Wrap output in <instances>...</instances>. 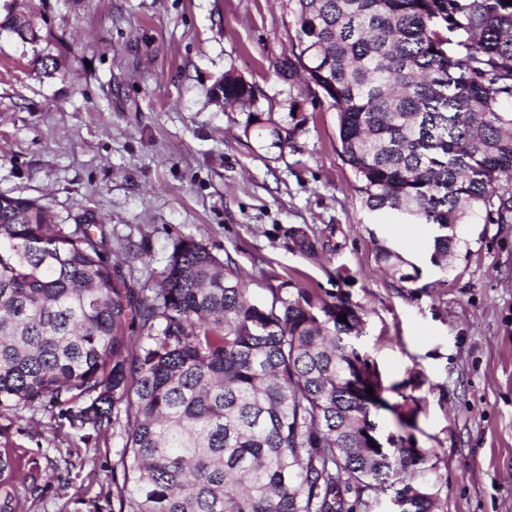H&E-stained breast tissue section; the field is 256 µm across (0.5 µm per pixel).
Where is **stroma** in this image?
I'll list each match as a JSON object with an SVG mask.
<instances>
[{
	"instance_id": "obj_1",
	"label": "stroma",
	"mask_w": 512,
	"mask_h": 512,
	"mask_svg": "<svg viewBox=\"0 0 512 512\" xmlns=\"http://www.w3.org/2000/svg\"><path fill=\"white\" fill-rule=\"evenodd\" d=\"M4 6L40 39L0 33V195L37 200L69 227L94 218L139 288L156 287L191 238L231 257L254 300L285 281L347 298L385 387L381 433L402 431L393 405L416 406L412 434L438 453L444 512H512V224L463 225L443 270L433 226L370 212L335 107L284 71L296 43L288 0ZM227 75L252 85L253 101L218 102ZM383 244L416 281L386 271ZM124 438L118 426L86 445L51 407L0 409V451L55 476L35 493L19 486L22 512H116ZM378 259L391 271L394 277L401 282L414 281L418 276V269L394 247L381 245L378 249ZM411 268L415 274L409 272Z\"/></svg>"
}]
</instances>
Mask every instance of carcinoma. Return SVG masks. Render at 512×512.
Returning <instances> with one entry per match:
<instances>
[{"label": "carcinoma", "mask_w": 512, "mask_h": 512, "mask_svg": "<svg viewBox=\"0 0 512 512\" xmlns=\"http://www.w3.org/2000/svg\"><path fill=\"white\" fill-rule=\"evenodd\" d=\"M291 2L288 70L336 107L367 208L436 226L444 268L459 225L512 224V4ZM2 30L37 38L11 16ZM253 97L224 85L228 105ZM104 244L88 223L65 229L37 201L0 196V408L50 404L84 443L125 420L118 512H365L383 487L399 512H441L434 453L378 431L384 386L348 299L286 281L256 304L233 259L192 239L159 287L137 290ZM378 259L417 278L394 247ZM18 473L40 488L35 459L0 456V512H16Z\"/></svg>", "instance_id": "cac0c4a2"}]
</instances>
